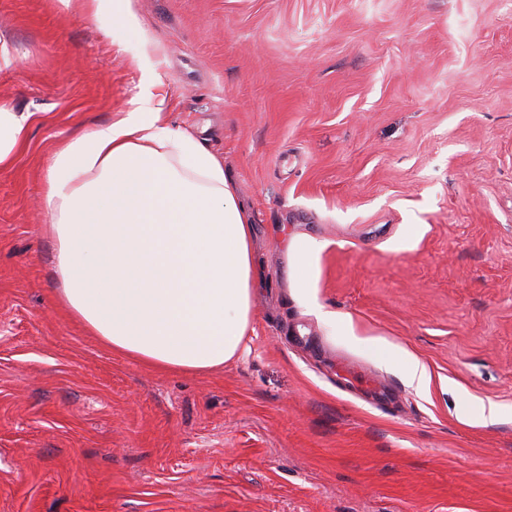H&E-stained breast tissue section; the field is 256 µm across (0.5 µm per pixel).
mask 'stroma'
Masks as SVG:
<instances>
[{"label": "stroma", "instance_id": "1", "mask_svg": "<svg viewBox=\"0 0 512 512\" xmlns=\"http://www.w3.org/2000/svg\"><path fill=\"white\" fill-rule=\"evenodd\" d=\"M136 9L134 30L0 0V102L35 115L0 168V512H512V0ZM146 104L253 217L246 349L203 374L113 352L57 301L46 164ZM158 53L157 47L152 46L146 39H142L132 53V61L143 73L152 74L155 65L152 58ZM322 244L314 239L310 240H300L295 242L292 245L295 265H294V275H295V284L297 288H304V268L307 261L308 256L314 251L319 249Z\"/></svg>", "mask_w": 512, "mask_h": 512}]
</instances>
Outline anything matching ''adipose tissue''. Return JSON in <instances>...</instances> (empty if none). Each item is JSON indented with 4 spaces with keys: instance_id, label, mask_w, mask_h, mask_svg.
I'll return each instance as SVG.
<instances>
[{
    "instance_id": "ef3b65f1",
    "label": "adipose tissue",
    "mask_w": 512,
    "mask_h": 512,
    "mask_svg": "<svg viewBox=\"0 0 512 512\" xmlns=\"http://www.w3.org/2000/svg\"><path fill=\"white\" fill-rule=\"evenodd\" d=\"M135 27V0H59ZM32 122L0 104V167ZM45 207L59 301L145 365L205 373L241 355L252 322L253 229L223 163L157 112L122 113L51 157Z\"/></svg>"
}]
</instances>
